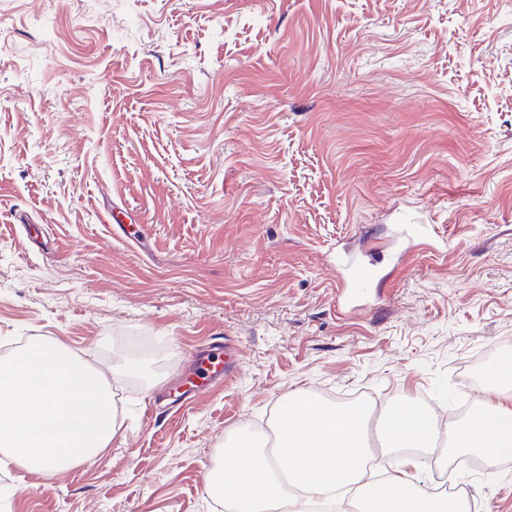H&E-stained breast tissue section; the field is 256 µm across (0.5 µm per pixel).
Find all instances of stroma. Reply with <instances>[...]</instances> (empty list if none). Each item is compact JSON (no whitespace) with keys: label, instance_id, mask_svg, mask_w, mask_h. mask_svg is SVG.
<instances>
[{"label":"stroma","instance_id":"35a3bbf8","mask_svg":"<svg viewBox=\"0 0 512 512\" xmlns=\"http://www.w3.org/2000/svg\"><path fill=\"white\" fill-rule=\"evenodd\" d=\"M0 34V360L62 346L122 420L57 482L0 468L1 512H224L225 448L289 396L451 411L512 341V0H0ZM220 336L232 376L161 402ZM495 463L439 444L421 480L512 512ZM336 260L339 267L343 270L342 288H348V295L364 288H377L383 279L375 275L369 268L362 270L351 268L340 256H337ZM348 295H346V298H348Z\"/></svg>","mask_w":512,"mask_h":512}]
</instances>
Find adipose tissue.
Here are the masks:
<instances>
[{"instance_id":"adipose-tissue-1","label":"adipose tissue","mask_w":512,"mask_h":512,"mask_svg":"<svg viewBox=\"0 0 512 512\" xmlns=\"http://www.w3.org/2000/svg\"><path fill=\"white\" fill-rule=\"evenodd\" d=\"M503 390L480 400L448 439L452 448L512 455V358L492 368ZM368 410L362 405H329L297 396L284 405L275 421L274 453L250 434L225 449L219 471L210 482L227 512H266L274 502L288 500L293 512L329 498L336 489L364 486L366 451L363 431ZM436 410L416 402L392 401L379 430L391 449H407L405 468L381 483L384 512H466L457 497L435 498L417 489L419 471L438 438Z\"/></svg>"}]
</instances>
